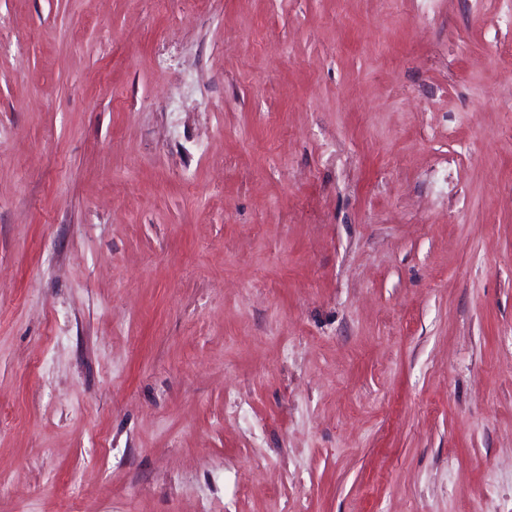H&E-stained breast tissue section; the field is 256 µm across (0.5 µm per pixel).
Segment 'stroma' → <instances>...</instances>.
<instances>
[{
  "instance_id": "stroma-1",
  "label": "stroma",
  "mask_w": 512,
  "mask_h": 512,
  "mask_svg": "<svg viewBox=\"0 0 512 512\" xmlns=\"http://www.w3.org/2000/svg\"><path fill=\"white\" fill-rule=\"evenodd\" d=\"M0 512H512V0H0Z\"/></svg>"
}]
</instances>
